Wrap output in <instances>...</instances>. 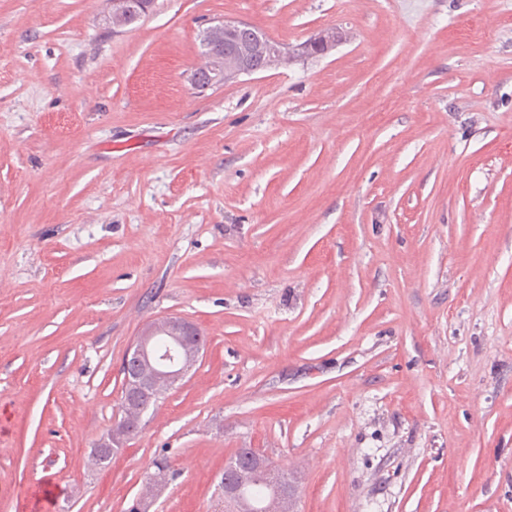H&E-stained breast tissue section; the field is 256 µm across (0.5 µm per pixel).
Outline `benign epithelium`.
<instances>
[{
	"label": "benign epithelium",
	"mask_w": 512,
	"mask_h": 512,
	"mask_svg": "<svg viewBox=\"0 0 512 512\" xmlns=\"http://www.w3.org/2000/svg\"><path fill=\"white\" fill-rule=\"evenodd\" d=\"M136 4L141 12L148 11L150 0H112V28L127 26L126 11L128 5ZM246 30L252 33V42L239 50L226 51L219 55L216 46L231 35ZM201 55L204 64L191 72L189 82L198 90L220 86L237 79L241 75L257 72L251 65L250 56L259 52L266 59L265 69L281 66L290 59L311 57L312 47L327 52L342 39L334 27L319 30L315 37L288 46L271 38L267 33L251 24L222 19L211 22L200 34ZM205 351L204 340L199 330L190 320L169 315L157 319L134 339L124 355L122 365L125 369L126 404H137L139 410L150 408L156 395V385L163 380L173 387L182 381ZM133 427L125 418L116 421L113 434L100 443L107 452L110 448H123ZM259 467L265 472L267 480L277 488V499L268 500L263 512H298L297 488L288 474L273 468L260 452H255ZM244 489L240 479L224 481V505L233 512L247 507L233 500L241 497Z\"/></svg>",
	"instance_id": "1"
}]
</instances>
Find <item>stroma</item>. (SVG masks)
I'll list each match as a JSON object with an SVG mask.
<instances>
[{"label": "stroma", "instance_id": "1", "mask_svg": "<svg viewBox=\"0 0 512 512\" xmlns=\"http://www.w3.org/2000/svg\"><path fill=\"white\" fill-rule=\"evenodd\" d=\"M0 0V512H512V0ZM236 19L329 53L205 92ZM207 340L104 468L151 321ZM136 4L141 10V13L148 12V9L151 5V2L148 0H113L112 1V14L110 15V19L112 22L113 29L126 27L128 24L132 25L139 21L137 19L139 17L138 12H132L128 18L126 23V11L128 9V5ZM236 449L235 467L245 475L247 485L245 487V499L251 508L258 510L260 506L273 495L275 484L277 488V500H267L262 509L263 512H298L297 488L287 473L276 470L265 460L266 457L257 449L252 448L259 467L265 472L267 480L257 473H253V457ZM237 452V453H236ZM232 457V458H233Z\"/></svg>", "mask_w": 512, "mask_h": 512}]
</instances>
